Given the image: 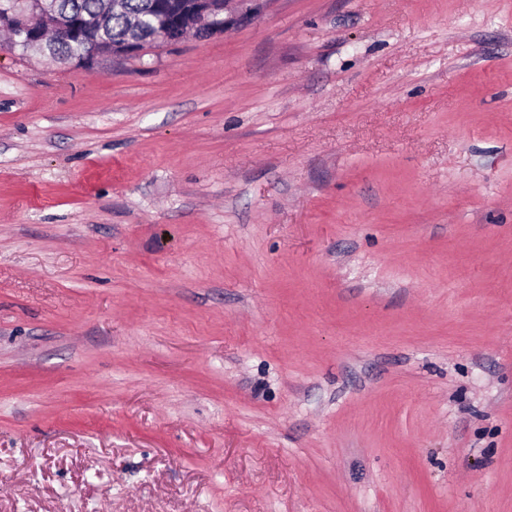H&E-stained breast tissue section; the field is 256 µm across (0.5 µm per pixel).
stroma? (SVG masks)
Here are the masks:
<instances>
[{"mask_svg": "<svg viewBox=\"0 0 512 512\" xmlns=\"http://www.w3.org/2000/svg\"><path fill=\"white\" fill-rule=\"evenodd\" d=\"M230 6L0 30V512H512V0ZM50 2V0H3L0 3V28L11 32L14 46L27 49L38 47L46 50L49 57L53 59L39 35L37 27H41L42 23L38 21L37 27H35L33 20L38 17L46 20L55 33L56 41L71 39L78 34L79 26L55 17L53 15L56 14L55 8ZM160 2H165V0H127L126 11L122 14L112 15L108 28L99 33L98 37L101 41L96 43V48L103 53L112 52V56L115 57H120L123 51L125 55L138 54L142 51L140 48L142 41L133 39L141 36L139 29L146 32L145 36H152L151 44L166 43L162 39L160 30L156 28L154 20ZM23 3L24 6L21 7L20 5ZM144 20H151L153 23L151 27L149 26V31L142 30L145 25ZM127 43L129 44L126 46ZM92 44L93 41L84 37L79 40L71 39L54 47V58L62 63H69L72 60L73 65H89L100 57L97 49H92L83 56L74 58L85 52ZM173 0L172 2H166L165 13H175L178 15V19L172 25H165L166 34L165 40L169 43H175L182 39L183 29L185 27H193L198 29L202 35H212L214 33H223L224 25V13L228 9L226 1L221 0H193V8L191 11H184L180 7V3ZM162 15V17L164 16ZM201 35V36H202Z\"/></svg>", "mask_w": 512, "mask_h": 512, "instance_id": "1", "label": "stroma"}]
</instances>
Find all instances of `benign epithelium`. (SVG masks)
Here are the masks:
<instances>
[{
  "label": "benign epithelium",
  "instance_id": "1",
  "mask_svg": "<svg viewBox=\"0 0 512 512\" xmlns=\"http://www.w3.org/2000/svg\"><path fill=\"white\" fill-rule=\"evenodd\" d=\"M228 4L221 0H193L192 10L186 12L176 0H170L165 6L166 13H175L178 19L171 25H165V40L175 43L182 39L183 29L193 27L203 35L224 32V13ZM41 17L50 24L56 39L68 40L79 32V27L85 30L95 29L104 25V20L87 19L82 25L71 23L55 16V8L50 0H0V28L7 29L13 36V45L22 48H45L39 35V29L33 20Z\"/></svg>",
  "mask_w": 512,
  "mask_h": 512
}]
</instances>
